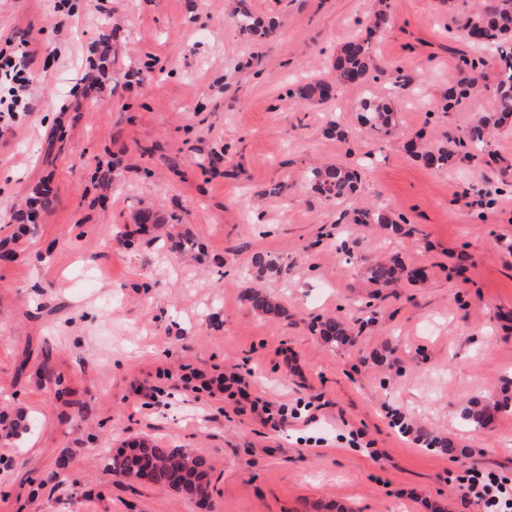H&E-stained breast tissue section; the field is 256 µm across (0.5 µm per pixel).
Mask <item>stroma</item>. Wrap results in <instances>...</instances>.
Returning <instances> with one entry per match:
<instances>
[{"instance_id": "35a3bbf8", "label": "stroma", "mask_w": 512, "mask_h": 512, "mask_svg": "<svg viewBox=\"0 0 512 512\" xmlns=\"http://www.w3.org/2000/svg\"><path fill=\"white\" fill-rule=\"evenodd\" d=\"M72 2L63 23L54 0H0V48L38 51L30 115L0 125V246L17 254L0 265V512H481L455 478L512 479V405L484 430L461 418L512 402V125L447 168L408 150L448 148L492 109L486 93L439 107L459 51L484 54L462 28L477 0H388L384 77L327 103L291 91L330 78L376 0H244L277 21L262 38L234 0ZM103 52L102 89L81 94ZM398 70L417 83L374 135L359 103ZM321 164L355 169L357 194L312 193ZM46 186L53 204L25 232ZM380 202L397 229L354 223ZM172 232L191 252L169 250ZM258 252L280 273L255 277ZM392 256L424 277L374 286L367 267ZM252 288L285 316L255 313ZM329 316L350 343L318 335ZM187 366L317 405L316 420L273 429L237 396L183 389ZM142 438L209 458L206 494L115 475L108 454Z\"/></svg>"}]
</instances>
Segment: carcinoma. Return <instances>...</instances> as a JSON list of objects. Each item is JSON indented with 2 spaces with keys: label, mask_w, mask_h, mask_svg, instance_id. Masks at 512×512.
Instances as JSON below:
<instances>
[{
  "label": "carcinoma",
  "mask_w": 512,
  "mask_h": 512,
  "mask_svg": "<svg viewBox=\"0 0 512 512\" xmlns=\"http://www.w3.org/2000/svg\"><path fill=\"white\" fill-rule=\"evenodd\" d=\"M240 27L248 33L266 34L276 22L252 16L244 11L239 18ZM468 31L492 48L498 67V80L494 87L493 111L466 125L457 137V146L466 150L484 151L489 146L491 129L512 120V0H488L483 12L476 14L467 25ZM373 51L370 39H351L341 49L336 59L333 73L328 80L307 82L296 90L303 100L318 99L329 101L338 96L341 90L369 81V61ZM485 61L471 59L466 55L459 58L460 78L448 87V105L452 108L459 101L487 89L484 74ZM364 123L381 135L389 132L391 114L388 104L379 95H371L363 103ZM421 158L429 167L441 168L455 162V152L440 149L436 152L421 153ZM356 176L347 168L339 165L320 166L311 170L308 182L312 189L324 200L341 203L356 191ZM359 224H392L394 220L386 208L379 206L362 209L358 212ZM251 264L261 276L280 270L279 261L271 255L257 254ZM405 272L404 267L395 260L379 261L369 269L372 283L385 288L393 285ZM247 300L251 307L263 314L279 316L283 308L270 295L253 290ZM319 335L329 342L343 344L349 341V328L335 318H326L319 324ZM507 407L508 401L493 405L474 406L466 409L462 420L471 428L480 430L487 425L491 410ZM112 472L130 481L138 482L144 471H149L150 483L169 487L181 493L192 490V495L203 496L209 485L212 471L211 462L199 455L186 453L180 449L168 448L157 441L140 440L132 444L129 450H119L110 457Z\"/></svg>",
  "instance_id": "cac0c4a2"
}]
</instances>
